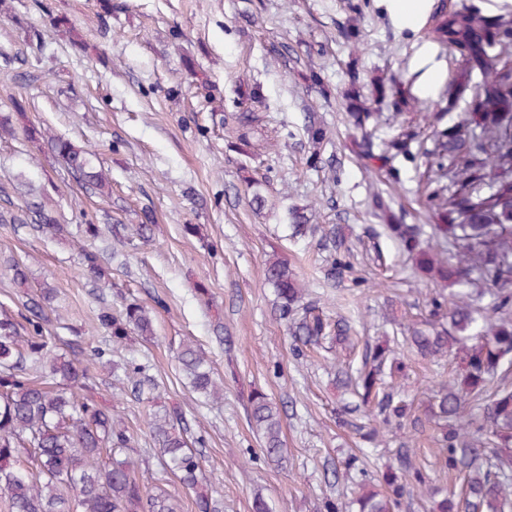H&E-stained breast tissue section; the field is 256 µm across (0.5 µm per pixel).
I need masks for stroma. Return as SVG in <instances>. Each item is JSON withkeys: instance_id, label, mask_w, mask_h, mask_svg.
Listing matches in <instances>:
<instances>
[{"instance_id": "obj_1", "label": "stroma", "mask_w": 512, "mask_h": 512, "mask_svg": "<svg viewBox=\"0 0 512 512\" xmlns=\"http://www.w3.org/2000/svg\"><path fill=\"white\" fill-rule=\"evenodd\" d=\"M68 27L56 28L57 16ZM347 0H0V310L20 313L41 286L53 288L58 320L47 327L63 337L82 336L78 358L102 345L98 315L137 302L152 310L155 337H132L115 353L118 363L148 365L157 388L151 403L137 401L107 368L96 367L100 399L135 436L137 470H150V487L193 502L151 453L148 415L178 408L189 437L203 438L204 473L224 502V512H252L262 495L272 512H325L327 500L355 491L360 476L347 468L351 455L369 456V471L408 449L430 475L412 489L398 512H431L432 489L459 490L442 467L435 432L425 423L428 392L452 378L456 363L434 365L405 351L397 383L409 414L401 428L380 427V447L364 442L350 397L336 381L332 356L308 347L292 354L288 328L264 282L270 257L288 260L309 300L325 314L346 319L349 340L377 345L401 328L420 323L432 293L447 283L414 272L399 242L382 236L385 263L374 262L370 228L380 219L374 194L414 224L424 210L412 163H399L396 182L368 169L354 138L374 143L409 127L428 132L437 112L459 122L464 101L449 105L438 89L423 91L416 54L425 28L403 26L383 0H368L361 38L345 41L338 26ZM363 92L373 79L395 77L409 87L407 113L386 110L365 129L347 118L342 94L350 71ZM320 85H313L311 75ZM247 122H239L241 114ZM71 140L93 156L108 179L103 193L86 190L45 143L23 139V123ZM325 133L323 159L335 173L309 166L308 124ZM246 137L248 155L228 148ZM262 179L266 202L255 209L243 173ZM56 211L57 235L27 225L26 206ZM310 223L336 225L351 249L352 270L328 276L329 252L318 237L290 235L288 212ZM155 221L146 237L132 235L145 213ZM104 225L96 242L109 273L94 281L80 266L86 224ZM23 261L29 283L19 286L7 267ZM193 342L224 384V396L207 400L191 392L175 353ZM284 406L282 438L288 457L269 464L247 415L253 392Z\"/></svg>"}]
</instances>
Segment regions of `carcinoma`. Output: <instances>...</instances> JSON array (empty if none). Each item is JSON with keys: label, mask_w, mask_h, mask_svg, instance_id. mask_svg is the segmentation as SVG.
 <instances>
[{"label": "carcinoma", "mask_w": 512, "mask_h": 512, "mask_svg": "<svg viewBox=\"0 0 512 512\" xmlns=\"http://www.w3.org/2000/svg\"><path fill=\"white\" fill-rule=\"evenodd\" d=\"M429 33L440 47L466 51L441 96L456 101L475 73L494 72V80L476 91L481 107L467 109L468 117L456 126L443 124L444 116L438 115L426 135L401 131L377 152L363 138L360 155L390 178L397 176L396 161L415 165L427 223H392L391 208L379 194L373 206L416 266L453 286L448 295L431 298L426 328H414L405 337L419 355L451 357L459 368L456 377L433 391L426 415L437 428L435 439L448 471L463 475L464 484L459 498H443L433 512H512V388L504 384L512 374V57L498 52L512 44V23L493 20L470 0H459L434 11ZM371 96L396 113L407 102L404 90L386 78L373 80ZM346 108L359 128L373 116L355 84ZM323 139L322 130L312 131L308 164L314 168L323 163ZM48 143L86 189H105L89 152L61 137ZM290 215L293 234L321 232L331 250L330 276H342L348 263L336 226L321 229L295 210ZM30 223L42 234L63 229L43 207L30 211ZM81 260L89 275L105 277L98 249H83ZM264 278L275 288L279 317L289 323L296 342L307 346L345 337L346 325L330 321L316 303L305 300L288 262L267 260ZM52 301L53 292L45 287L26 301L24 313H0V499L11 512H181L175 496L145 490L134 461L121 457L134 444L129 427L99 403L90 369L58 353L62 337L44 332ZM98 320L108 344L92 353L103 364L112 363V348L130 334L146 341L154 335L150 312L138 303L125 305L118 315L103 311ZM392 354L388 346H367L356 370L339 362L338 373L356 397L351 412L376 414L385 423L406 417L407 405L383 387ZM177 360L193 391L208 398L224 395L223 384L193 343L180 346ZM147 370L133 366L139 400L155 389ZM249 421L264 457L276 463L284 459L278 405L254 394ZM149 429L163 466L194 497L196 512H223L199 455L188 444L180 413L150 415ZM385 483L384 494L362 490L358 512H393L409 493L408 484L392 472Z\"/></svg>", "instance_id": "cac0c4a2"}]
</instances>
